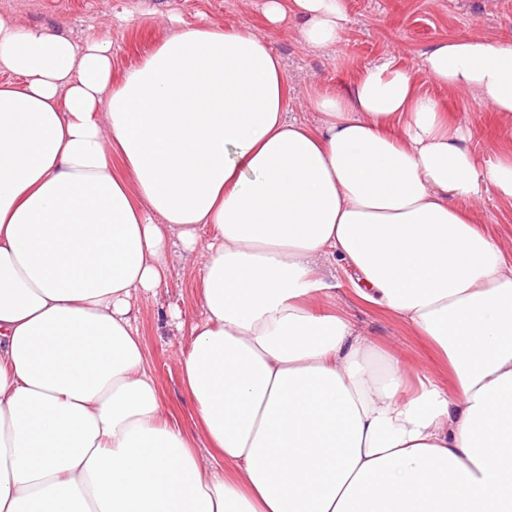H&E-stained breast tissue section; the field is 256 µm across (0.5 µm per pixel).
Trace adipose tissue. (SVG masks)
I'll return each mask as SVG.
<instances>
[{
  "label": "adipose tissue",
  "mask_w": 512,
  "mask_h": 512,
  "mask_svg": "<svg viewBox=\"0 0 512 512\" xmlns=\"http://www.w3.org/2000/svg\"><path fill=\"white\" fill-rule=\"evenodd\" d=\"M334 49L345 0H265ZM432 83L512 134V38L385 59L288 116L266 35L170 22L112 78V40L0 15V512H512V149L481 159ZM121 168H114L113 160ZM181 375L206 453L162 424L139 297L192 258ZM437 368L349 318L338 288ZM482 224L496 240L511 241L512 250V203L499 200L494 191H489ZM351 313L357 326L381 347L399 345L412 363L431 364L432 357L424 343L405 328L390 320L381 311L368 306L352 304Z\"/></svg>",
  "instance_id": "adipose-tissue-1"
}]
</instances>
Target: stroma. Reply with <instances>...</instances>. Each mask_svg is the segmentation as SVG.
Returning a JSON list of instances; mask_svg holds the SVG:
<instances>
[{
    "mask_svg": "<svg viewBox=\"0 0 512 512\" xmlns=\"http://www.w3.org/2000/svg\"><path fill=\"white\" fill-rule=\"evenodd\" d=\"M264 0H0V14L21 16L27 23L58 29L73 38L109 32L112 37V78L151 53L163 29L160 17L174 16L186 24L248 26L263 32L281 57L290 93L287 109L301 111L309 84L321 81L344 88L370 64L390 59L398 67L419 69L424 55L441 40L474 32L512 37V0H346L348 22L339 47L317 53L304 47L290 21L268 26ZM131 11L129 21L117 16ZM450 116L468 126L479 156L491 157L504 135L499 121L482 103L463 96L443 94L429 86ZM174 275L155 297L142 301L137 327L149 369L156 376L166 421L199 438L195 408L181 386L180 343L188 326L202 316L195 276L185 273L184 262L172 257ZM357 326L386 347L399 345L410 361L431 363L424 343L381 311L352 305Z\"/></svg>",
    "mask_w": 512,
    "mask_h": 512,
    "instance_id": "1",
    "label": "stroma"
}]
</instances>
